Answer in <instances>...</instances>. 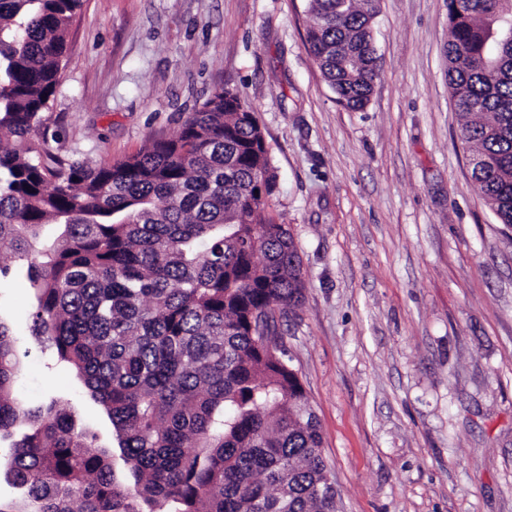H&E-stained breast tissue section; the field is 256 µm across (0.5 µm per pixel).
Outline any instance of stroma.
<instances>
[{"label":"stroma","mask_w":512,"mask_h":512,"mask_svg":"<svg viewBox=\"0 0 512 512\" xmlns=\"http://www.w3.org/2000/svg\"><path fill=\"white\" fill-rule=\"evenodd\" d=\"M380 77L337 104L308 0H83L50 144L91 164L175 137L215 88L262 128L267 210L291 229L303 299L279 337L313 407L336 512H512V228L471 178L448 88L447 0H379ZM25 272L0 282L19 396L68 401L114 442L74 373L29 334Z\"/></svg>","instance_id":"stroma-1"}]
</instances>
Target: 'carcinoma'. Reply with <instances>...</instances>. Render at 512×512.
Returning a JSON list of instances; mask_svg holds the SVG:
<instances>
[{"instance_id":"obj_1","label":"carcinoma","mask_w":512,"mask_h":512,"mask_svg":"<svg viewBox=\"0 0 512 512\" xmlns=\"http://www.w3.org/2000/svg\"><path fill=\"white\" fill-rule=\"evenodd\" d=\"M307 42L343 107L379 78L377 0H310ZM82 0H0V281L26 267L31 335L105 412L103 446L69 403L14 395L19 338L0 318V512H335L317 417L255 317L301 301L253 110L218 87L177 137L91 165L34 138ZM448 85L473 178L512 227V0H449Z\"/></svg>"}]
</instances>
